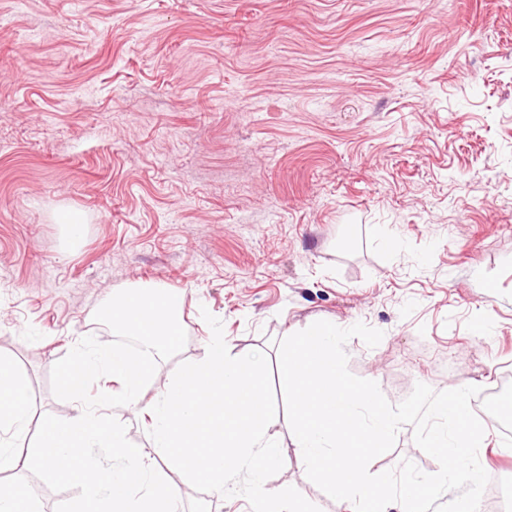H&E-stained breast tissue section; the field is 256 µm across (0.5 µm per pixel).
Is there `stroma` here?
<instances>
[{
  "instance_id": "obj_1",
  "label": "stroma",
  "mask_w": 512,
  "mask_h": 512,
  "mask_svg": "<svg viewBox=\"0 0 512 512\" xmlns=\"http://www.w3.org/2000/svg\"><path fill=\"white\" fill-rule=\"evenodd\" d=\"M80 213L71 239L63 214ZM182 294L183 350L112 408L147 461L143 417L223 324L233 355L324 320L383 333L347 341L348 368L391 404L417 383L512 387V0H0V356L29 388L28 435L0 483L38 512L75 490L31 475L42 418L75 414L51 370L119 289ZM480 462L512 477L505 421ZM320 512H346L299 466ZM439 465L403 426L383 469ZM180 512H252L177 481Z\"/></svg>"
}]
</instances>
